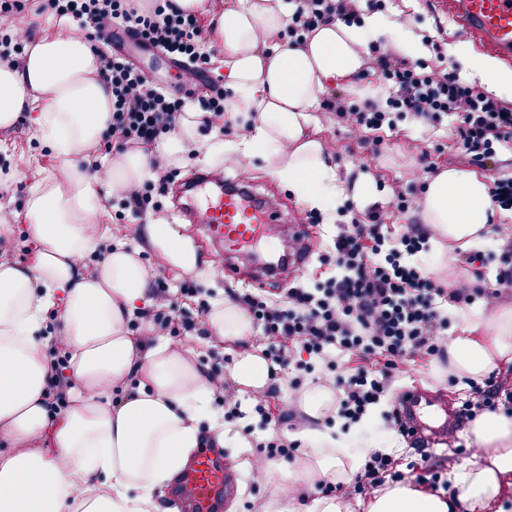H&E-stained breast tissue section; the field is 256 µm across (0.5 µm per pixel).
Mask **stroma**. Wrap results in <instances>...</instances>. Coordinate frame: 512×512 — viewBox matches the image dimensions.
Here are the masks:
<instances>
[{"label": "stroma", "mask_w": 512, "mask_h": 512, "mask_svg": "<svg viewBox=\"0 0 512 512\" xmlns=\"http://www.w3.org/2000/svg\"><path fill=\"white\" fill-rule=\"evenodd\" d=\"M381 11L392 19H405L409 28L422 40L427 41L426 51L420 57L421 63L458 72L472 85L480 80L471 72L467 55L475 51V44L463 36L458 26L440 18L433 11L429 0H384ZM394 131L382 134L377 148L361 143L343 124L338 123L334 114L317 109L307 129L308 136L318 139L324 153L336 170L340 193L336 198V214L323 218L320 224L312 226L315 251L311 262L302 270L299 280L307 288L322 287L336 276L338 268L330 254V246L339 225L348 223L352 213H365L367 207L353 194V184L362 176L373 177L376 183V202L386 212V222L393 232H402L410 220L409 213L400 211L392 204L394 191L406 192L408 198L423 196L424 180L414 179L412 172L417 165L421 149H428L436 169L464 168L465 159L455 135L454 116H442L431 126H423L410 117L394 120ZM245 134L237 123L222 125L221 121L201 124L196 140L190 143L187 152L169 160V167L175 168L178 177H185L198 168L218 167L226 177H241L249 180L259 192L274 190L288 198L295 213H303L306 206L302 200L271 173V160L250 156L247 158L231 155L230 159L204 158L205 145L219 141L224 145L239 142ZM58 162L45 144L35 137L30 117L21 114L11 128L0 129V172L8 174V186L0 189V220L10 223L11 231L5 239L6 257L23 265L33 263L36 243L24 233V215L28 197L36 181L49 173H56ZM163 209L157 214L138 215L126 209L122 200L109 202L103 218L114 237L131 246H139V239L145 238V225L156 222L171 224L175 218L170 208V197H162ZM141 259L150 276L163 279L172 293L178 294L179 304L188 317L198 315L201 302H212L223 298L227 282L223 271L212 276L199 278L174 271L163 256L149 246H139ZM181 343H195L196 361L207 374L224 376L235 356L244 351L267 354L274 343L272 337L254 330L247 343L223 342L212 332L193 336L192 332L181 331ZM401 387H422L430 390L434 397L453 408H460L471 393L456 389L449 384L439 362L421 358L410 360L404 367Z\"/></svg>", "instance_id": "stroma-1"}]
</instances>
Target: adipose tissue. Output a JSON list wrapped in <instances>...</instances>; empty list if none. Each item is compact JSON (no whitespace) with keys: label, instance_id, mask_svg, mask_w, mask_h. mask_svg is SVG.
Returning <instances> with one entry per match:
<instances>
[{"label":"adipose tissue","instance_id":"obj_1","mask_svg":"<svg viewBox=\"0 0 512 512\" xmlns=\"http://www.w3.org/2000/svg\"><path fill=\"white\" fill-rule=\"evenodd\" d=\"M287 23L286 6L269 0H240L217 21L224 75L236 91L232 109L254 119L234 150L273 159L277 179L309 207L325 210L336 197V173L322 144L305 136L312 112L339 82L371 94L358 83L368 41L390 36L405 56L418 55L423 44L405 23L381 13L357 26L321 27L302 46L279 42ZM98 66L97 49L65 17L31 39L20 66L0 67V128L32 113L36 136L59 162L57 176L35 185L27 203V227L40 245L35 263L0 260V437L10 444L0 453V512H160L159 493L202 444L201 421L209 422L217 445L249 444L240 434L226 437L214 385L194 364L193 347L179 352L161 336H130L128 321L152 302L148 272L138 251L113 241L99 221L112 196L150 176L153 153L177 157L186 150L203 115L187 110L178 131L154 149L119 154L104 175L91 173L84 150L112 119V90L98 78ZM424 214L439 235L465 246L497 244L488 182L475 171L429 175ZM148 236L173 269L198 273L194 246L172 225H149ZM105 240L110 246L96 270L84 272V259ZM51 309L58 312L56 339L70 352L69 405L59 416L46 404L45 314ZM205 324L232 342L247 340L253 329L248 313L224 299L211 304ZM503 362H512V309L471 311L462 335L448 339L449 371L464 387ZM229 376L238 394L263 389L267 361L240 353ZM298 438L308 453L296 480L308 487L349 478L370 453L357 429L341 420ZM470 443L474 460L448 473L458 495L398 482L375 491L362 512H504L503 498L512 490V416L478 415Z\"/></svg>","mask_w":512,"mask_h":512}]
</instances>
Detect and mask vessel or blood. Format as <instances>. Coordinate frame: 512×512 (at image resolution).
<instances>
[{"mask_svg":"<svg viewBox=\"0 0 512 512\" xmlns=\"http://www.w3.org/2000/svg\"><path fill=\"white\" fill-rule=\"evenodd\" d=\"M432 6L439 16L460 24L485 52L512 62V0H433ZM190 192L189 209L199 216L211 240L224 249L225 277L243 282L238 260L258 240L262 225L279 223V208L253 198L244 184L227 186L209 175L199 177ZM428 408L422 393L407 391L404 419L425 446L446 439L460 425L444 407L430 408L437 423L427 425L423 416ZM233 489L230 475L210 452L203 451L186 473L179 498L188 512H219V491Z\"/></svg>","mask_w":512,"mask_h":512,"instance_id":"obj_1","label":"vessel or blood"}]
</instances>
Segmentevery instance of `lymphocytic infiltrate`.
I'll use <instances>...</instances> for the list:
<instances>
[{
	"label": "lymphocytic infiltrate",
	"instance_id": "obj_1",
	"mask_svg": "<svg viewBox=\"0 0 512 512\" xmlns=\"http://www.w3.org/2000/svg\"><path fill=\"white\" fill-rule=\"evenodd\" d=\"M362 0H298L286 36L295 45L321 26L355 21ZM41 11L58 16L86 17L97 41H105L112 25L133 28L139 38L164 53L183 58L185 78L206 73L211 55L205 49V30L198 18L173 8L171 0H160L151 10L138 7L137 0H43ZM367 59L395 86L387 101L334 96L323 103L350 132L378 130L391 125V111L409 114L422 124L436 122L441 115H455L456 137L470 162L480 166L497 163L501 153L512 152V104L501 101L447 69L413 65L378 45L370 46ZM100 77L112 88V121L107 134L119 151L155 144L172 131L185 112L184 96L163 90L142 70L122 56L100 52ZM155 181L131 191L124 201L135 213L158 210L171 173L162 160H154ZM433 225L414 219L407 231L391 237L379 208L353 217L342 225L333 242L336 264L342 273L317 291L302 286L269 296L237 288L231 300L245 310L254 327L279 341L272 349L271 380H278L289 367L306 370V352L335 371L338 413L359 422L369 409L394 390L400 367L409 358L425 355L447 357L448 314L445 305L468 306L512 296V232H500L502 268L495 283L483 278L445 283L435 278L414 257L426 250L435 237ZM361 361L348 376L338 375L340 357ZM380 358L383 368L372 373L367 361ZM442 469L430 456H422L408 471L398 468L392 455L371 454L364 469L350 485L319 481L315 489L346 498L374 493L386 480H411L436 485Z\"/></svg>",
	"mask_w": 512,
	"mask_h": 512
}]
</instances>
